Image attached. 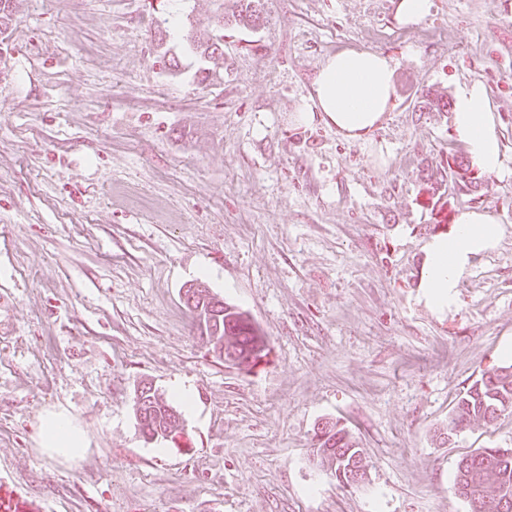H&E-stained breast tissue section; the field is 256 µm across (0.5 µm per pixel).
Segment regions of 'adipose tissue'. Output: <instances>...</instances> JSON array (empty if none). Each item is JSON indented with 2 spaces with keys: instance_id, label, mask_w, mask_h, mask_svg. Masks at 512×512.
Here are the masks:
<instances>
[{
  "instance_id": "adipose-tissue-1",
  "label": "adipose tissue",
  "mask_w": 512,
  "mask_h": 512,
  "mask_svg": "<svg viewBox=\"0 0 512 512\" xmlns=\"http://www.w3.org/2000/svg\"><path fill=\"white\" fill-rule=\"evenodd\" d=\"M395 74V60L383 52L340 50L328 56L314 74L298 119L304 125L320 120L346 139L371 142L395 98ZM451 120L475 168L495 176L512 173V161L504 152L498 130V115L481 83L458 87ZM502 234V224L488 210L459 211L452 230L433 236L424 247L420 299L435 312L450 310L473 258L495 248ZM38 437L42 448L65 458L77 456L86 446L84 431L62 407L45 413Z\"/></svg>"
}]
</instances>
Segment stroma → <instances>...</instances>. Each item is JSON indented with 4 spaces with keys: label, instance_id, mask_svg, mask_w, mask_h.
<instances>
[{
    "label": "stroma",
    "instance_id": "stroma-1",
    "mask_svg": "<svg viewBox=\"0 0 512 512\" xmlns=\"http://www.w3.org/2000/svg\"><path fill=\"white\" fill-rule=\"evenodd\" d=\"M226 25L224 70L162 67L156 20L212 26L235 0H24L0 34V482L45 512H469L456 463L512 449V410L439 436L459 395L512 364V176L479 200L504 234L439 314L420 302L423 247L445 232L417 195L427 165L464 150L447 112L485 85L512 156V0H262ZM397 63V96L370 145L295 121L324 59ZM244 313L261 362L218 358L186 285ZM142 382L173 396L190 448L146 442ZM66 408L84 455L46 453ZM362 448L348 489L313 455L323 422ZM430 0H398L396 16L406 25L420 23L429 12Z\"/></svg>",
    "mask_w": 512,
    "mask_h": 512
}]
</instances>
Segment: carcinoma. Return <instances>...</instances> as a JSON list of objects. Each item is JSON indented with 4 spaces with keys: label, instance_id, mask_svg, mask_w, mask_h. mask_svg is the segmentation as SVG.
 <instances>
[{
    "label": "carcinoma",
    "instance_id": "1",
    "mask_svg": "<svg viewBox=\"0 0 512 512\" xmlns=\"http://www.w3.org/2000/svg\"><path fill=\"white\" fill-rule=\"evenodd\" d=\"M22 0H0V28H6L18 12ZM241 10L234 21L244 27L260 25V0H241ZM185 48L217 66L224 61V39L212 30L201 33L194 28L183 35ZM422 108L430 112H446L449 104L439 94L429 91L423 96ZM458 190L477 196L484 184L483 176L472 175L473 167L452 154L441 167ZM442 180L431 172L422 177L421 191L429 196L432 208L441 213L451 201L441 192ZM187 305L202 308L206 313L201 335L208 337L212 350L227 357L244 359L251 354L257 336L241 313L212 295L203 283H193L185 290ZM512 409V365L474 381L457 401L448 431L463 429L476 423L492 422L497 412ZM134 413L143 437L162 441L167 430L175 427L181 414L167 398L152 386L141 387L134 401ZM316 456L334 466L336 480L349 482L350 468H364L361 450L356 448L348 433L336 424L325 422L320 428ZM455 494L465 499L470 512H512V449L483 448L467 455L457 464Z\"/></svg>",
    "mask_w": 512,
    "mask_h": 512
}]
</instances>
